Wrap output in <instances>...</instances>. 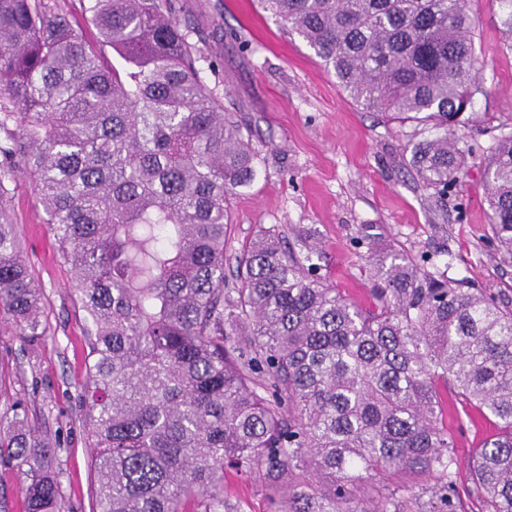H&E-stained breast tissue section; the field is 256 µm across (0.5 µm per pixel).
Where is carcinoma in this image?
Masks as SVG:
<instances>
[{
    "label": "carcinoma",
    "instance_id": "obj_1",
    "mask_svg": "<svg viewBox=\"0 0 512 512\" xmlns=\"http://www.w3.org/2000/svg\"><path fill=\"white\" fill-rule=\"evenodd\" d=\"M98 38L45 0H0V154L30 168L92 326L84 421L95 512H239L224 468L271 512H512V308L388 252L372 306L313 274L311 247L263 228L224 288L228 201L255 176L243 127L197 68L174 0H81ZM363 108L436 131L428 188L468 168L476 79L468 0H259ZM120 64H109L104 47ZM494 239L512 258V132L485 161ZM42 293L0 221V319L34 342ZM495 419L456 482L440 387ZM57 445L28 406L0 414V464L25 512H59ZM224 495L239 505L240 512H269L268 492L255 472L224 471Z\"/></svg>",
    "mask_w": 512,
    "mask_h": 512
}]
</instances>
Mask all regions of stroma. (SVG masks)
<instances>
[{
    "mask_svg": "<svg viewBox=\"0 0 512 512\" xmlns=\"http://www.w3.org/2000/svg\"><path fill=\"white\" fill-rule=\"evenodd\" d=\"M179 21L204 33L197 44L206 85L250 134L256 175L230 201L228 255L261 228L288 239L310 233L316 275L350 301L369 306L368 253L373 238L415 264L467 280L502 304L512 303V259L498 251L485 201L484 160L496 137L512 131V49L502 39L498 0H469L478 74L473 115L463 130L472 148L466 175L438 196L408 165L425 132L357 106L298 38L284 34L256 0H177ZM0 197L14 224L31 278L43 291L45 334L30 343L0 321V412L23 400L58 443L54 471L61 512H92L93 477L81 398L90 323L75 293L73 269L57 257L33 176L17 165ZM443 424L454 443L459 485L467 460L495 431L493 417L444 393ZM224 493L240 512H269L255 472L224 473Z\"/></svg>",
    "mask_w": 512,
    "mask_h": 512,
    "instance_id": "35a3bbf8",
    "label": "stroma"
}]
</instances>
